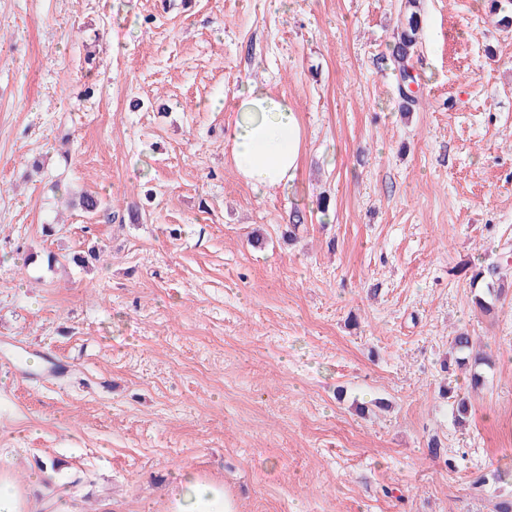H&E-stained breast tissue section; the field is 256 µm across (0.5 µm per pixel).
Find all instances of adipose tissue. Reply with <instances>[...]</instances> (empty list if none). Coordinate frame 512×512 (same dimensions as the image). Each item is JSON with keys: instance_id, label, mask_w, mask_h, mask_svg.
Returning a JSON list of instances; mask_svg holds the SVG:
<instances>
[{"instance_id": "obj_1", "label": "adipose tissue", "mask_w": 512, "mask_h": 512, "mask_svg": "<svg viewBox=\"0 0 512 512\" xmlns=\"http://www.w3.org/2000/svg\"><path fill=\"white\" fill-rule=\"evenodd\" d=\"M224 125V143L237 173L254 191L271 195L294 183L300 167L302 128L285 97L262 85L247 84L235 110L227 112ZM52 472V459H44L23 485L11 466L0 465V512H79L64 489H51L44 499L33 497V487ZM164 512H237V505L223 484L186 471Z\"/></svg>"}]
</instances>
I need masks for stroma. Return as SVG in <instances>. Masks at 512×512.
<instances>
[{"mask_svg": "<svg viewBox=\"0 0 512 512\" xmlns=\"http://www.w3.org/2000/svg\"><path fill=\"white\" fill-rule=\"evenodd\" d=\"M420 5L405 112V0H0V459L19 479L53 457L83 512H163L187 469L239 512L512 497V293L481 314L462 270L512 281V0ZM249 82L303 129L271 196L224 147ZM83 190L114 220L70 207ZM459 331L495 359L461 425L441 394L466 391Z\"/></svg>", "mask_w": 512, "mask_h": 512, "instance_id": "stroma-1", "label": "stroma"}]
</instances>
